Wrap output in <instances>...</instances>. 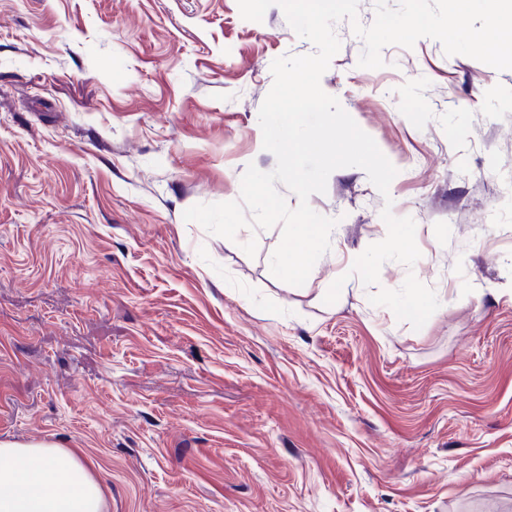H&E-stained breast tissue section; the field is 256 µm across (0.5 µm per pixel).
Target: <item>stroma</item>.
<instances>
[{
	"mask_svg": "<svg viewBox=\"0 0 512 512\" xmlns=\"http://www.w3.org/2000/svg\"><path fill=\"white\" fill-rule=\"evenodd\" d=\"M334 31L321 87L398 173L330 174L297 287L280 227L183 218L276 166L271 63L314 51L279 6L0 0V440L71 449L102 512H512V70L426 37L365 69ZM386 206L421 256L380 287L440 302L418 330L350 272Z\"/></svg>",
	"mask_w": 512,
	"mask_h": 512,
	"instance_id": "obj_1",
	"label": "stroma"
}]
</instances>
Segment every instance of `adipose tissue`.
<instances>
[{
  "instance_id": "obj_1",
  "label": "adipose tissue",
  "mask_w": 512,
  "mask_h": 512,
  "mask_svg": "<svg viewBox=\"0 0 512 512\" xmlns=\"http://www.w3.org/2000/svg\"><path fill=\"white\" fill-rule=\"evenodd\" d=\"M103 490L68 449L0 441V512H101Z\"/></svg>"
}]
</instances>
